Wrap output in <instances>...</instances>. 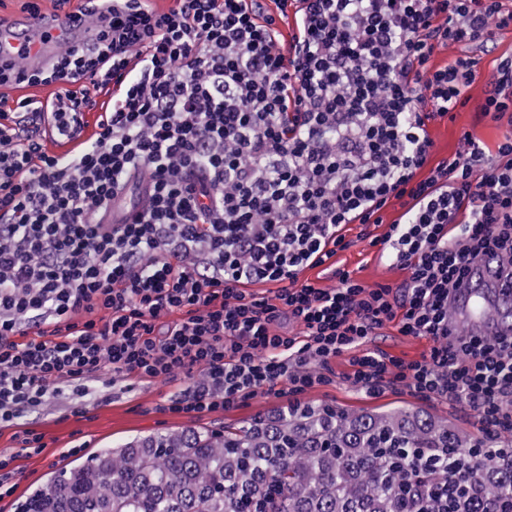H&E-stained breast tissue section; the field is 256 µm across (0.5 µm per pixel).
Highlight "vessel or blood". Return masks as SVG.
Returning <instances> with one entry per match:
<instances>
[{"label":"vessel or blood","instance_id":"obj_1","mask_svg":"<svg viewBox=\"0 0 512 512\" xmlns=\"http://www.w3.org/2000/svg\"><path fill=\"white\" fill-rule=\"evenodd\" d=\"M84 18L78 14L48 15L38 19L23 16L8 27L9 42L23 56L28 69L49 66L65 52L61 32H83ZM452 320L474 335L512 334V280L501 270L498 258L490 256L473 263L463 282L449 299Z\"/></svg>","mask_w":512,"mask_h":512}]
</instances>
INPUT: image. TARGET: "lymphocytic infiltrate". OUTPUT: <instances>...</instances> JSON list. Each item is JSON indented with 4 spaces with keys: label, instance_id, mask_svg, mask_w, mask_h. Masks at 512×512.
<instances>
[{
    "label": "lymphocytic infiltrate",
    "instance_id": "f902f5d3",
    "mask_svg": "<svg viewBox=\"0 0 512 512\" xmlns=\"http://www.w3.org/2000/svg\"><path fill=\"white\" fill-rule=\"evenodd\" d=\"M80 2L93 36L48 70L0 58V426L63 391L86 415L106 370L188 379L172 415L263 392L297 409L350 350L348 379L366 394L403 386L463 404L489 441L512 445V335L448 319L471 263H512V129L496 153L466 131L427 164L429 122L464 105L478 65L430 59L512 27L503 0ZM290 12L286 53L277 21ZM63 80L66 110L4 95ZM491 85L482 113L498 121L512 112V55ZM99 108L91 145L47 153L43 117L62 138L70 110ZM135 173L152 190L134 221L96 223ZM394 199L403 220L371 244L407 270L403 283L369 287L338 267L334 287L300 282L346 248L344 225L385 222ZM258 282L275 294L249 292ZM389 322L430 339L428 355L363 350Z\"/></svg>",
    "mask_w": 512,
    "mask_h": 512
}]
</instances>
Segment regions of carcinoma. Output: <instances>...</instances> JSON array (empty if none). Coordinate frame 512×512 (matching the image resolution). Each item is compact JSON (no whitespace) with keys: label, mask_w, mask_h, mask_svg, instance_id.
<instances>
[{"label":"carcinoma","mask_w":512,"mask_h":512,"mask_svg":"<svg viewBox=\"0 0 512 512\" xmlns=\"http://www.w3.org/2000/svg\"><path fill=\"white\" fill-rule=\"evenodd\" d=\"M481 460L479 473L448 476ZM18 512H512V451L416 409H283L104 448Z\"/></svg>","instance_id":"obj_1"}]
</instances>
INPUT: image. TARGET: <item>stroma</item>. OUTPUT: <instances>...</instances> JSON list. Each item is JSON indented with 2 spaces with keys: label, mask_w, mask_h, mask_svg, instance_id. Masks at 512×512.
Listing matches in <instances>:
<instances>
[{
  "label": "stroma",
  "mask_w": 512,
  "mask_h": 512,
  "mask_svg": "<svg viewBox=\"0 0 512 512\" xmlns=\"http://www.w3.org/2000/svg\"><path fill=\"white\" fill-rule=\"evenodd\" d=\"M512 53V27L496 34L493 44H473L438 47L431 59L433 66L442 67L456 57L468 55L478 61L474 82L467 89L468 101L454 119H436L428 126L434 143L431 163L451 157L460 146L462 131H471L489 150H496L505 128L491 120L477 121L490 80L500 56ZM402 215L399 204L390 205L382 224L346 225L342 233L348 243L346 249L337 251L333 258L336 266L353 271L365 285H399L407 277L406 270L390 266L381 260L377 248L370 244L371 237L387 232L388 225ZM431 347L424 337L401 335L395 325H387L369 337L365 350L375 351L405 361L420 359ZM351 352H343L331 363L336 373L333 384L319 386L303 395L305 404L333 406L349 413L380 412L398 408H421L435 417L448 420L471 436H479V426L474 414L465 406L451 405L439 399H425L403 388L389 389L371 397L352 385L347 374ZM97 397L89 406L86 416L72 415L73 397L64 395L54 399L37 413L25 418L23 426L0 428V454L11 456L14 489L10 496L0 499V512H16L18 504L38 484L61 467L73 462V448H81L83 456H91L103 448H115L138 436L195 427L221 430L227 426H240L259 417L277 414L287 404L286 398L260 394L245 405L228 411H217L201 416L170 415L163 407L168 400L185 389V379L171 381L127 377L113 379L104 373L92 382ZM33 429L44 437L41 453L23 450L20 435L23 429Z\"/></svg>",
  "instance_id": "35a3bbf8"
}]
</instances>
